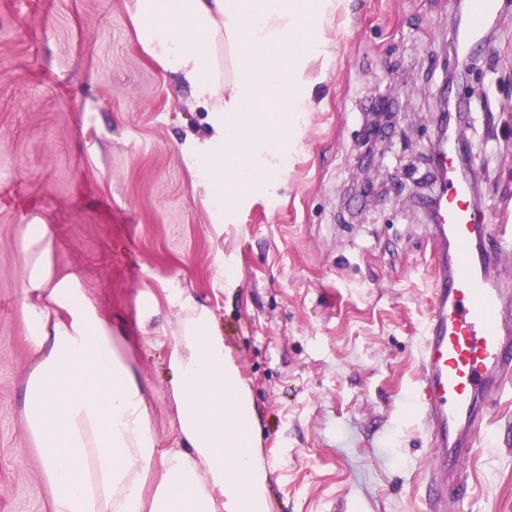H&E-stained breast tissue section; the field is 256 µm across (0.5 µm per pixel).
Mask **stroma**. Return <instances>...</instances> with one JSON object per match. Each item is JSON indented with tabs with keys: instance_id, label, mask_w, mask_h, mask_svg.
<instances>
[{
	"instance_id": "obj_1",
	"label": "stroma",
	"mask_w": 512,
	"mask_h": 512,
	"mask_svg": "<svg viewBox=\"0 0 512 512\" xmlns=\"http://www.w3.org/2000/svg\"><path fill=\"white\" fill-rule=\"evenodd\" d=\"M130 0H0V512H50L27 430L37 267L77 286L124 346L161 448L175 404L166 336L185 288L212 313L243 378L269 472L270 512H428L431 462L418 349L433 261L414 198L362 197L357 134L377 95L418 156L458 54L454 0H336L331 56L305 71L312 107L286 168L239 187L213 223L192 164L210 127L136 45ZM481 95L459 87L481 157L487 221L512 219V14L486 32ZM45 237L27 239L30 225ZM230 266L227 279L217 264ZM156 309L141 324L139 300ZM466 469L461 512H512V388Z\"/></svg>"
}]
</instances>
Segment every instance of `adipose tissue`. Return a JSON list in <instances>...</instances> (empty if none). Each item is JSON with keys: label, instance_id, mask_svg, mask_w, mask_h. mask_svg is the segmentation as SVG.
<instances>
[{"label": "adipose tissue", "instance_id": "adipose-tissue-1", "mask_svg": "<svg viewBox=\"0 0 512 512\" xmlns=\"http://www.w3.org/2000/svg\"><path fill=\"white\" fill-rule=\"evenodd\" d=\"M334 0H132L136 41L187 86L215 130L214 153L194 161L214 221L240 184L287 164L285 129H270L283 99L309 111L302 75L326 52L322 25ZM235 161L232 183L224 160ZM45 301L27 375L28 431L51 491V512H269L251 391L206 306L173 290L168 337L173 443L163 449L143 384L108 322L80 291L39 270Z\"/></svg>", "mask_w": 512, "mask_h": 512}]
</instances>
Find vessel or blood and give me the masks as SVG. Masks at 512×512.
Instances as JSON below:
<instances>
[{
    "label": "vessel or blood",
    "instance_id": "obj_1",
    "mask_svg": "<svg viewBox=\"0 0 512 512\" xmlns=\"http://www.w3.org/2000/svg\"><path fill=\"white\" fill-rule=\"evenodd\" d=\"M499 0H474L459 42L481 45ZM440 190L431 226L434 281L419 349L422 408L434 465L427 479L431 512H458L468 489L463 467L487 431L489 407L512 385V289L492 276L512 260V225H488L461 171L456 150L434 154Z\"/></svg>",
    "mask_w": 512,
    "mask_h": 512
}]
</instances>
